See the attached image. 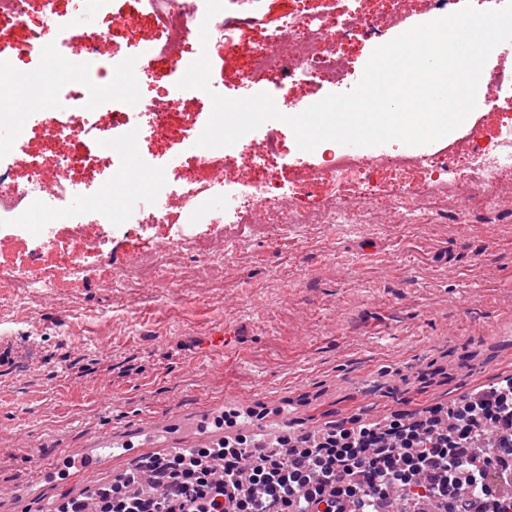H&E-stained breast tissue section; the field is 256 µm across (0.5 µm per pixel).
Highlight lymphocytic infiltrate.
Instances as JSON below:
<instances>
[{"label": "lymphocytic infiltrate", "instance_id": "obj_1", "mask_svg": "<svg viewBox=\"0 0 512 512\" xmlns=\"http://www.w3.org/2000/svg\"><path fill=\"white\" fill-rule=\"evenodd\" d=\"M152 492L128 490L114 512H388L392 492L440 512H512V381L456 406L450 423L356 417L320 441L265 451L230 436L154 463Z\"/></svg>", "mask_w": 512, "mask_h": 512}]
</instances>
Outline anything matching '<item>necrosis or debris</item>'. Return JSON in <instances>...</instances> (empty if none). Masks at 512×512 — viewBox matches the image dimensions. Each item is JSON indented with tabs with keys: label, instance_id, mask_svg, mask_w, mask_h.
I'll return each mask as SVG.
<instances>
[{
	"label": "necrosis or debris",
	"instance_id": "1",
	"mask_svg": "<svg viewBox=\"0 0 512 512\" xmlns=\"http://www.w3.org/2000/svg\"><path fill=\"white\" fill-rule=\"evenodd\" d=\"M143 0H128L122 12L112 10V0H70L71 13L77 17L91 16L97 21L94 35L86 48L96 53L99 42L111 36L114 29L134 27L141 15ZM161 10L152 51V64L166 67V82H146L134 96L111 92L115 62L97 60L95 66L82 73H74L73 60L67 52V42L56 45L58 69L42 71L39 62L48 34L61 30L63 15L51 0H0V23L26 30L27 38L16 44L14 52L0 55V75L14 67L16 60L26 61L30 72L49 87V94L38 108L43 115L50 139L57 146L56 166L60 179L46 181L38 160L26 151V128L14 127L9 139L0 140V160L11 157L13 163L29 168L26 183L12 181L8 172L0 170V222L4 224H70L68 213L52 207L51 201L59 195L83 199L94 209L101 224H124L128 221L129 206L121 195L112 194L110 183L99 184L94 195H87L82 173L96 172L107 167L123 171L125 161L115 151V138L136 141L141 133H149L161 140H178L190 136L195 129L192 120L174 126L172 115L178 101L171 88L185 74L192 63L185 47L195 41L200 28H207L210 37L223 41L225 47L234 45L233 23L223 15H215L209 24H201L196 9L186 7L183 0H158ZM366 17L355 10L340 14L332 12L297 11L290 13L278 33L253 51L250 63L238 73L240 85L249 87L270 81L274 84L277 108L284 114L297 115L303 110L300 100L292 96L293 87L319 82L332 85L343 81L348 73L345 54L330 46L332 36L349 40L359 32L370 31ZM280 138L276 126H269L264 138L253 146L255 163L245 182L224 179L225 168L236 162L235 153L225 154L218 163H210L206 152L191 158L190 175L172 184L166 194L169 203H180L181 223L203 224L212 209L210 199L214 184H221L224 194V218L232 224L257 225L251 207L253 194L264 195L269 208H278L280 198L274 194L261 171L268 158L279 155ZM457 166L469 170L465 183L448 184L440 178L424 177L420 182L401 181L392 190L395 207L412 211L419 206L439 210L447 205L448 194L466 197L470 208L490 210L499 201V187L505 176L512 174V125H505L494 147L480 157L462 156ZM214 167L210 182L193 177V170ZM167 207H150L142 211V224H164L169 220Z\"/></svg>",
	"mask_w": 512,
	"mask_h": 512
}]
</instances>
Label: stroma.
Returning a JSON list of instances; mask_svg holds the SVG:
<instances>
[{
    "label": "stroma",
    "instance_id": "stroma-1",
    "mask_svg": "<svg viewBox=\"0 0 512 512\" xmlns=\"http://www.w3.org/2000/svg\"><path fill=\"white\" fill-rule=\"evenodd\" d=\"M353 0H227L238 19L234 49L215 45L210 91L240 97L237 75L259 41L300 8L351 9ZM375 17L379 36L350 47L361 71L375 47L434 20L432 0H403ZM157 18L145 9L136 28L115 29L99 49L125 63L114 85L136 87L133 69L152 45ZM512 123V87L496 109L474 112L442 139L419 147L430 157L477 155ZM283 155L268 172L310 184L304 206L338 202L339 181L321 179V149L300 151L280 125ZM137 180L110 171L120 194L153 202L156 181L174 180L197 149L193 141L161 144L142 136L117 141ZM397 177L372 165L362 187L371 204L356 224L272 225L263 236L237 238L227 224L95 223L79 206L101 249L54 227L40 247L31 226L0 223V274L24 271L33 287L9 305L0 342L16 358L0 367V489L34 475L55 445H78L92 431L138 423L162 411L193 410L258 392L321 426L357 414L383 421L457 403L460 393L512 376V178L500 207L424 212L391 209ZM211 241L210 255L183 248L184 238ZM155 271L143 279L137 260ZM111 267L114 279L99 277ZM71 281L54 291L48 280Z\"/></svg>",
    "mask_w": 512,
    "mask_h": 512
}]
</instances>
